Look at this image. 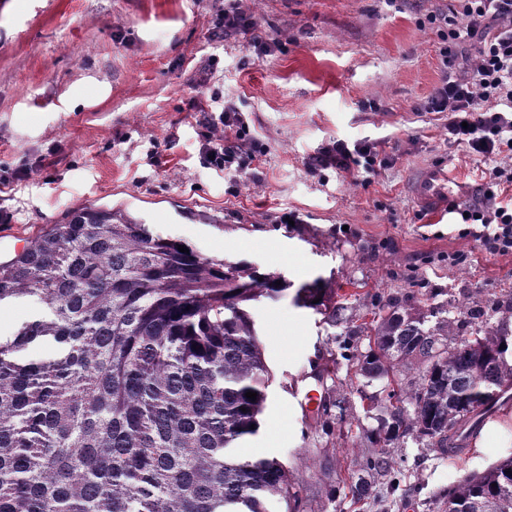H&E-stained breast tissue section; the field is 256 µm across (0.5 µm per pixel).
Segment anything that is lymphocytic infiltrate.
<instances>
[{
	"label": "lymphocytic infiltrate",
	"instance_id": "1",
	"mask_svg": "<svg viewBox=\"0 0 512 512\" xmlns=\"http://www.w3.org/2000/svg\"><path fill=\"white\" fill-rule=\"evenodd\" d=\"M422 27L439 39L440 82L420 106L448 115V140L490 163L489 178L465 210L469 233L491 254L512 251V0H451ZM264 145L233 102L204 122L201 151L216 170H247ZM390 163L366 140H339L314 156L312 169L374 174Z\"/></svg>",
	"mask_w": 512,
	"mask_h": 512
}]
</instances>
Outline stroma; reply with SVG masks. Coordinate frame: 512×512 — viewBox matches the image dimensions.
<instances>
[{
    "label": "stroma",
    "instance_id": "35a3bbf8",
    "mask_svg": "<svg viewBox=\"0 0 512 512\" xmlns=\"http://www.w3.org/2000/svg\"><path fill=\"white\" fill-rule=\"evenodd\" d=\"M225 0H0V259L81 205L130 213L211 258L244 259L294 285L323 277L357 293L354 313L399 288L422 310L512 289V253L490 254L452 213L433 223L409 196L416 172L447 162L449 199L472 201L486 166L449 144L445 114L418 111L438 84V39L420 21L446 0H237L271 55L216 29ZM231 101L266 147L251 169L215 171L200 151L191 101ZM380 145L371 176L311 156L336 140ZM27 167L16 182L15 170ZM458 253L465 264L452 263ZM273 376L242 456H274L297 481L275 512H444L452 487L512 455V409L488 421L470 453L440 455L406 437L395 471L366 463L379 429L366 413L347 342L292 293L253 308ZM335 363L325 388L347 400L323 422L303 409L313 366ZM372 496L352 503L350 479Z\"/></svg>",
    "mask_w": 512,
    "mask_h": 512
}]
</instances>
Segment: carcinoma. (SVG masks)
Returning <instances> with one entry per match:
<instances>
[{"instance_id": "1", "label": "carcinoma", "mask_w": 512, "mask_h": 512, "mask_svg": "<svg viewBox=\"0 0 512 512\" xmlns=\"http://www.w3.org/2000/svg\"><path fill=\"white\" fill-rule=\"evenodd\" d=\"M180 245L85 205L0 261V305H43L0 336V512H268L270 501L296 498L278 458L236 452L258 432L271 382L251 308L293 283ZM294 302L368 341L354 356L356 375L383 382L390 403L386 437L367 462L379 473L394 471L388 447L401 435L462 452L464 429L512 375L506 334L478 306L466 315L481 325L457 339L452 320L426 326L437 311L420 312L401 292L380 296L367 321L321 278L296 288ZM38 342L53 343L55 355L23 360ZM411 357L427 366L407 406L398 372ZM345 405L327 395L311 418ZM445 510L512 512V457L450 489Z\"/></svg>"}]
</instances>
